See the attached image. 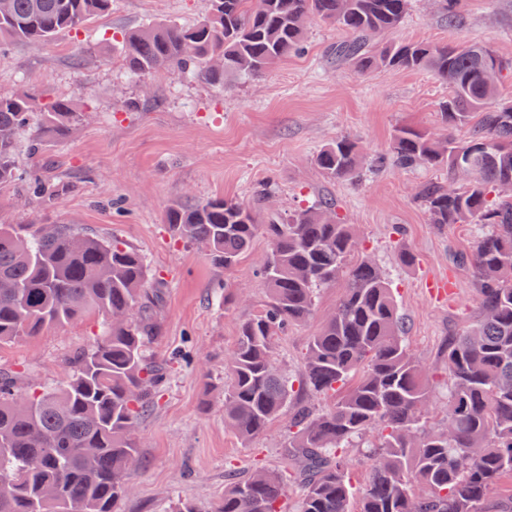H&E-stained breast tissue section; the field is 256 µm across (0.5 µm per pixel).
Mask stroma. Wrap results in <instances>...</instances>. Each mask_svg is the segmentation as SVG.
<instances>
[{"mask_svg":"<svg viewBox=\"0 0 512 512\" xmlns=\"http://www.w3.org/2000/svg\"><path fill=\"white\" fill-rule=\"evenodd\" d=\"M202 9L203 0H112L109 14L54 43L0 38V92L35 95L43 104L65 98L83 115L66 136L43 132L39 163L21 133L20 178L0 186V224H70L123 240L165 291L161 334L148 353L170 361L171 371L141 421L144 466L122 512H162L178 501L210 512L224 493L226 463L241 472L277 467L288 425L280 418L246 443L224 427V353L241 322L267 301L258 272L269 239L256 237L236 268L224 270L202 247L170 235L165 213L174 201L256 202L266 217L287 216L317 198L333 202L390 281L408 343L440 382L437 401L448 392L445 345L475 316L478 284L458 257L472 250L481 229L430 223L418 199L424 184L447 181V171L377 164L398 127L442 132L447 84L426 70L359 72L334 54L345 32L322 22L308 27L297 53L245 82L218 85L178 71L131 77L116 45L124 33L151 20L190 24ZM385 38L487 44L512 60V0H461L453 29L443 0H411ZM341 136L363 150L368 171L360 179L327 178L314 163L319 149ZM36 180L53 190L51 200L31 193ZM403 251L413 253V263L400 260ZM343 288L339 282L321 289L312 317L277 338L288 374L300 371L310 336L334 312ZM228 295L236 299L229 307ZM100 332L101 319L92 315L0 346V368L23 370L28 384L58 385L68 356Z\"/></svg>","mask_w":512,"mask_h":512,"instance_id":"1","label":"stroma"}]
</instances>
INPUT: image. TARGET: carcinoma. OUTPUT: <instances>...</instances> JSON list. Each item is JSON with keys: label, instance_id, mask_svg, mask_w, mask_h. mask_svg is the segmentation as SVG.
Here are the masks:
<instances>
[{"label": "carcinoma", "instance_id": "obj_1", "mask_svg": "<svg viewBox=\"0 0 512 512\" xmlns=\"http://www.w3.org/2000/svg\"><path fill=\"white\" fill-rule=\"evenodd\" d=\"M410 0H204L200 19L147 24L122 37L133 74L191 70L211 83L255 78L299 50L313 21L341 27L349 39L336 59L362 71L426 69L445 81L440 104L448 133L400 128L385 162L439 167L448 183L421 189L432 224L483 228L461 261L478 282L475 318L448 338L445 424L431 423L434 390L412 351L392 288L381 268L359 254L352 225L315 200L280 221L260 223L257 210L224 198L172 203V235L204 246L211 261L234 268L259 235L272 244L261 271L265 309L245 319L224 355V426L248 442L288 413L295 391L327 406L296 408L279 448L281 466L241 476L224 470V496L211 512H512V101L497 83L512 63L494 64L481 44L377 45ZM112 0H0V37L55 41L106 15ZM36 100L0 93V185L18 179L17 137ZM44 128L68 133L82 114L66 99L43 105ZM471 125L459 140L454 130ZM330 179L360 177L358 143L342 137L315 159ZM346 277L329 321L310 337L302 373H284L275 339L312 315L318 289ZM160 288L149 285L143 256L70 224L24 235L0 225V346L98 315L103 330L75 352L58 387H18L0 369V512H118L142 467L137 430L166 384V365L147 354L160 333ZM362 458L349 454L354 444ZM365 464V482L353 484Z\"/></svg>", "mask_w": 512, "mask_h": 512}]
</instances>
